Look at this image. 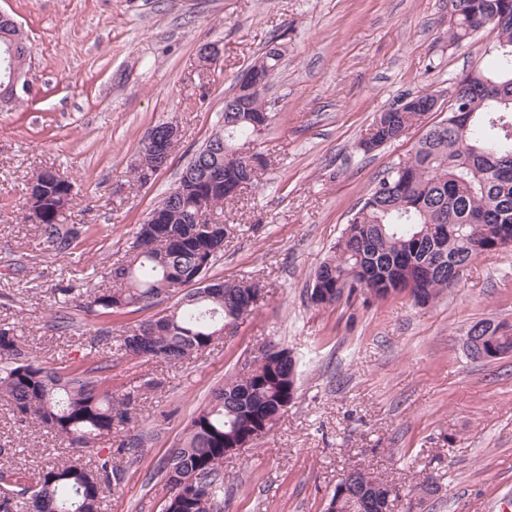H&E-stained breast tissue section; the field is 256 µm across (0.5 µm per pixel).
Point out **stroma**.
<instances>
[{
    "instance_id": "obj_1",
    "label": "stroma",
    "mask_w": 512,
    "mask_h": 512,
    "mask_svg": "<svg viewBox=\"0 0 512 512\" xmlns=\"http://www.w3.org/2000/svg\"><path fill=\"white\" fill-rule=\"evenodd\" d=\"M31 47L30 89L0 112V325L37 360L112 361L114 392L156 379L137 422L123 482L102 512H161L157 475L212 389L267 345L299 360L298 394L270 430L224 460L223 512H326L343 476L359 469L398 492L393 512H512V357L464 353L471 324L512 322V250L475 259L435 301L360 300L309 305L305 288L384 170L406 161L427 125L445 117L455 82L486 67L496 34L448 42L450 0H0ZM281 35L267 92L272 121L251 151L268 167L257 188L224 208L237 232L210 274L259 281L256 309L204 352L178 364L131 359L95 345L100 327L121 336L139 315H97L55 304L69 281L96 291L123 259L136 227L222 123L238 76ZM215 48L203 61L201 45ZM438 94V111L399 141L357 150L377 112L409 94ZM176 122L180 140L150 183L132 164L151 129ZM74 185L69 221L88 226L78 258L46 247L23 219L26 186L42 168ZM7 466L37 481L71 451L0 400ZM437 492L408 508L416 486Z\"/></svg>"
}]
</instances>
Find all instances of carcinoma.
Masks as SVG:
<instances>
[{
  "instance_id": "cac0c4a2",
  "label": "carcinoma",
  "mask_w": 512,
  "mask_h": 512,
  "mask_svg": "<svg viewBox=\"0 0 512 512\" xmlns=\"http://www.w3.org/2000/svg\"><path fill=\"white\" fill-rule=\"evenodd\" d=\"M486 19L496 32L493 67L460 77L447 116L427 128L405 163L375 182L315 270L307 288L311 305L323 309L399 296L426 304L456 284L458 270L479 256L512 249V0H457L448 43L478 34ZM21 41L27 37L0 18V86L9 84L11 67L28 65ZM281 58L278 45L269 42L243 72L259 90L244 97L238 83L224 97V148H201L190 157L177 184L136 228L124 260L104 272L112 287L60 290L75 309L109 315L143 312L180 294L174 306L126 331L123 354L182 363L209 347L225 322L254 311L261 286L253 280L223 279L207 295H192L235 231L231 224H197L195 216L204 207L216 220L267 168L263 154L244 157L236 142L267 128L264 93ZM429 111L425 93L378 113L357 148L368 154L398 141ZM36 189L39 236L57 254L72 253L87 233L86 226L67 222L72 182L56 170L38 176ZM146 325L150 333L137 335ZM480 325L482 340L465 342L470 358L512 357V323L483 319L467 334ZM109 369L105 360L86 368L47 365L30 356L14 329L0 327V399L19 422L39 424L68 448L91 452L112 429L137 418L141 387L112 392ZM296 394L297 361L284 348L256 358L214 390L163 462L168 496L162 512H207L209 504H219L224 444L244 439L255 422L282 413V401ZM143 443L137 434L89 465L80 455L50 463L35 487L1 463L0 512H100L104 493L124 479L113 457ZM386 493L387 483L357 470L340 510L369 512L366 505L380 503Z\"/></svg>"
}]
</instances>
